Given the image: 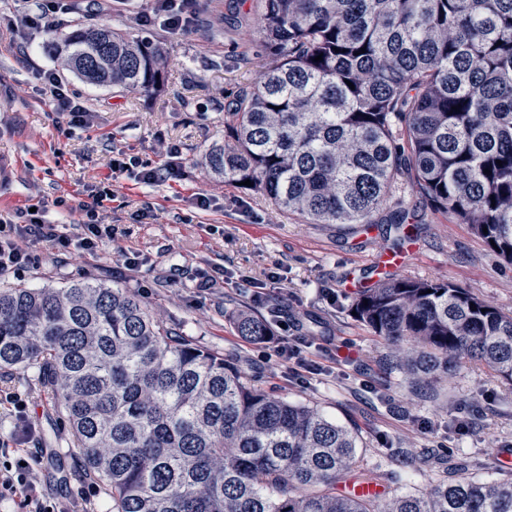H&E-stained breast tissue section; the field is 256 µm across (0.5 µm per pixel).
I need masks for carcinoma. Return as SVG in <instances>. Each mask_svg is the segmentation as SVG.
Here are the masks:
<instances>
[{
    "mask_svg": "<svg viewBox=\"0 0 512 512\" xmlns=\"http://www.w3.org/2000/svg\"><path fill=\"white\" fill-rule=\"evenodd\" d=\"M258 33L271 61L225 110L224 145L202 159L213 177L311 224L356 225L378 223L406 176L417 203L512 264V0H263ZM62 42L91 85L166 79L158 44L108 24ZM352 310L408 345L414 383L467 363L512 382V313L451 282L386 274ZM234 327L258 342L271 324L241 311ZM2 367L39 369L112 512H512V482L463 476L382 505L339 493L377 480L357 471L355 433L181 339L128 288L0 289Z\"/></svg>",
    "mask_w": 512,
    "mask_h": 512,
    "instance_id": "cac0c4a2",
    "label": "carcinoma"
}]
</instances>
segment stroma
<instances>
[{"mask_svg":"<svg viewBox=\"0 0 512 512\" xmlns=\"http://www.w3.org/2000/svg\"><path fill=\"white\" fill-rule=\"evenodd\" d=\"M153 9L154 0H112L100 17L167 52V81L152 93L98 87L61 71L51 42L67 17L29 32L22 43L0 24V214L38 204L68 235L75 216L55 199L84 201L108 186L112 199L105 207L116 229L114 244L95 254L75 258L41 248L33 267L0 275V288L102 281L131 289L190 343L223 354L276 396L353 429L363 466L382 476L378 501L424 494L462 474L484 482L512 479V468L498 465L500 451L512 449V385L467 364L432 386L412 388L399 368L400 351L352 313L348 280L364 277L366 262L391 250L395 233L384 224L307 223L202 168L205 152L224 142L225 106L269 61L256 36L262 0H195L194 23L184 31L141 24ZM50 69L60 71L89 110L88 127H69L48 106L36 73ZM163 141L181 149L176 176L154 183L111 178L116 150L164 167ZM200 194L212 197L211 207H197ZM144 209L150 217H141ZM411 222L417 249L397 275L449 281L512 313V264L470 225L423 207ZM117 247L147 257V265L128 272L113 257ZM273 271L286 278V291L268 286ZM205 274L214 281L203 291ZM241 310L284 315L290 335L314 337L304 356L320 374L293 376L274 344L238 336L233 319ZM4 384L28 394L37 436L23 448L5 447L13 419L0 405V462L20 452L38 456L41 494L79 497L87 512H111L110 492L86 476L70 428L54 413L36 370L0 369Z\"/></svg>","mask_w":512,"mask_h":512,"instance_id":"obj_1","label":"stroma"}]
</instances>
